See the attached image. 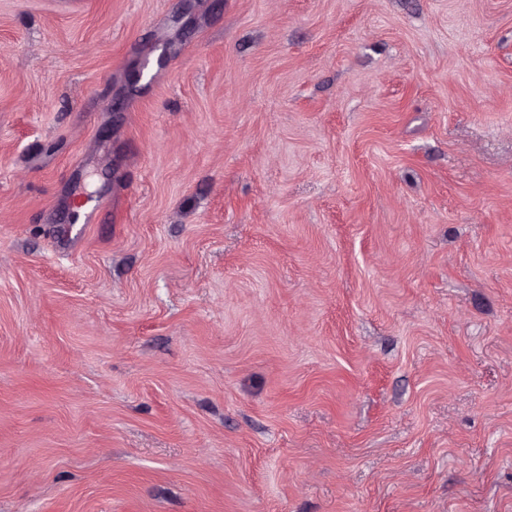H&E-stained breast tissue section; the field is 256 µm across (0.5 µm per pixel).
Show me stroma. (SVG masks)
Returning a JSON list of instances; mask_svg holds the SVG:
<instances>
[{"label": "stroma", "instance_id": "1", "mask_svg": "<svg viewBox=\"0 0 512 512\" xmlns=\"http://www.w3.org/2000/svg\"><path fill=\"white\" fill-rule=\"evenodd\" d=\"M0 512H512V0H0Z\"/></svg>", "mask_w": 512, "mask_h": 512}]
</instances>
